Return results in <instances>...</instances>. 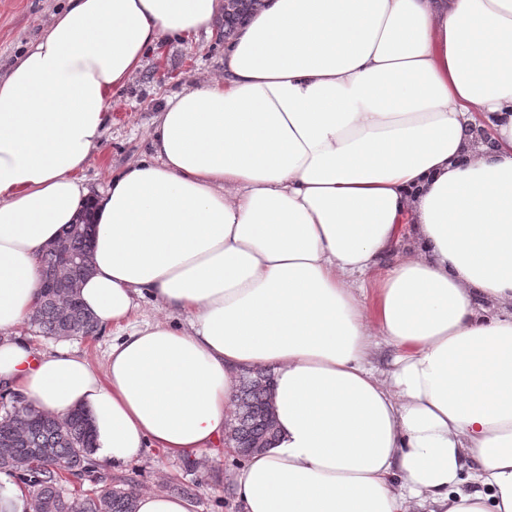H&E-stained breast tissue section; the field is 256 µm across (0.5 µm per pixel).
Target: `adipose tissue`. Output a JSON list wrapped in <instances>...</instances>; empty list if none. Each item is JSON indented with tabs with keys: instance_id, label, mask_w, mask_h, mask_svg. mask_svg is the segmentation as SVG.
<instances>
[{
	"instance_id": "ef3b65f1",
	"label": "adipose tissue",
	"mask_w": 512,
	"mask_h": 512,
	"mask_svg": "<svg viewBox=\"0 0 512 512\" xmlns=\"http://www.w3.org/2000/svg\"><path fill=\"white\" fill-rule=\"evenodd\" d=\"M223 12L69 0L0 77V393L86 410L115 466L216 447L266 371L275 437L234 476L242 512H512V0H259L151 154L91 188L147 50ZM86 212L98 366L18 332Z\"/></svg>"
}]
</instances>
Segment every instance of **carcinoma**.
Listing matches in <instances>:
<instances>
[{
  "label": "carcinoma",
  "mask_w": 512,
  "mask_h": 512,
  "mask_svg": "<svg viewBox=\"0 0 512 512\" xmlns=\"http://www.w3.org/2000/svg\"><path fill=\"white\" fill-rule=\"evenodd\" d=\"M92 221L68 224L60 241L77 256L72 276L82 277L90 268L88 238ZM31 326L41 336L61 335L66 327L73 336H94L98 329L72 288H58L40 296ZM263 375L245 378L238 395V434L233 447L242 454L257 441L270 442L275 425L267 418L271 410L267 383ZM91 430L87 415L76 412L55 419L31 407H4L0 414V471L13 474L24 483L30 494V512H136L134 491L111 486L96 493L79 489L77 496L62 494L60 472L56 463H69L72 476L98 482V466L90 456Z\"/></svg>",
  "instance_id": "cac0c4a2"
}]
</instances>
